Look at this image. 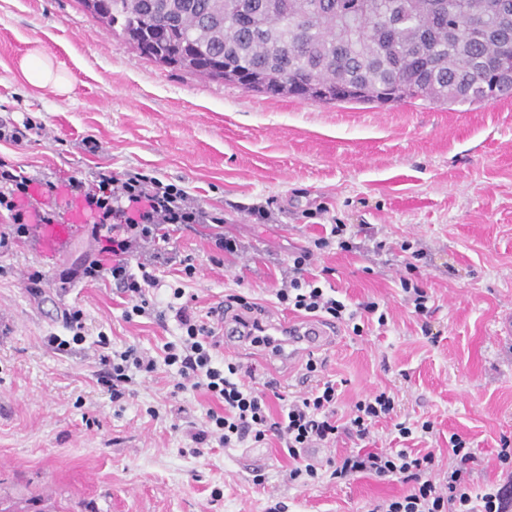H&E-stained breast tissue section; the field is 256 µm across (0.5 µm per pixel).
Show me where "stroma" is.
I'll return each mask as SVG.
<instances>
[{
  "instance_id": "stroma-1",
  "label": "stroma",
  "mask_w": 512,
  "mask_h": 512,
  "mask_svg": "<svg viewBox=\"0 0 512 512\" xmlns=\"http://www.w3.org/2000/svg\"><path fill=\"white\" fill-rule=\"evenodd\" d=\"M36 48L69 78L68 93L25 80L20 63ZM0 118L44 127L21 145L0 144V157L25 172L65 181L98 166L142 170L223 210L225 232L250 245L247 257L217 266L209 228L172 234L198 268L185 284L202 315L229 294L283 315L272 293L282 262L329 224L363 226L394 249L419 244L418 278L431 295L424 317L403 302L400 263L333 248L309 266L340 300L373 299L387 315L383 327L362 319L358 335L339 325L335 344L314 353L338 388V422L373 390L395 398L392 417L369 439L344 434L311 454L323 461L361 447H408L444 461L455 434L479 459L473 492L511 478L498 452L512 441V97L470 105L271 98L142 57L77 0H0ZM88 136L97 154L81 149ZM256 204L267 219L251 214ZM97 250L80 229L54 250L39 239L0 250V499L38 496L64 512H266L278 501L287 512H371L407 493L408 484L371 474L286 485L292 461L273 437L193 450L185 431L214 402L174 390L176 371L161 362L177 339L173 315L130 322L110 279L60 283L63 270ZM35 270L44 279L34 291ZM73 306L85 314L86 340L60 354L47 338L66 336L63 315ZM102 333L113 349L134 345L160 361L119 403L98 381ZM219 353L286 390L303 388L302 368L266 349L223 345ZM424 420L431 433L399 438L396 423ZM258 471L264 484L253 482Z\"/></svg>"
}]
</instances>
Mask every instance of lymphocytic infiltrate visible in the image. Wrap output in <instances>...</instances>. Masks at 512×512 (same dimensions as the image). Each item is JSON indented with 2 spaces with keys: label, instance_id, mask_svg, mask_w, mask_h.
Segmentation results:
<instances>
[{
  "label": "lymphocytic infiltrate",
  "instance_id": "f902f5d3",
  "mask_svg": "<svg viewBox=\"0 0 512 512\" xmlns=\"http://www.w3.org/2000/svg\"><path fill=\"white\" fill-rule=\"evenodd\" d=\"M40 185L41 198L30 193L32 185ZM83 203L84 224L94 241L101 243L104 255L83 262L74 278L95 281L112 277L129 301L126 320L155 312L156 303L150 291L160 289L157 269L162 264L180 266L186 279H193L197 268L191 257L168 250L169 227L193 231L202 224H223L224 214L207 211L180 185L165 183L141 171L112 173L96 168L90 180L73 178L66 194H59L50 176L30 174L0 158V212L9 224L0 232V247L31 237L46 224L58 223L70 201ZM354 231L351 225H332L329 235L314 240L312 246L297 252L285 267L274 295L279 304L304 316L322 317L337 322H354L359 313L376 315L379 325H386V314L380 313L374 301L362 303L360 310L348 308L344 302L322 288L318 279L307 277L306 268L317 252L338 246L350 251ZM400 250L408 272L400 286L407 305L415 314L428 313L430 296L418 282L410 279L424 252L410 242H402ZM172 299L178 300L175 320L180 329L177 342L167 343L162 363L176 367L179 380L176 391L189 388L202 390L217 401L208 410L205 422L190 432L195 445L218 443L224 448H237L247 442L260 444L273 436L286 449L293 465L285 471L283 481L305 486L319 479L318 467L304 456L309 448L335 444L340 434L364 440L374 425L388 417L395 401L388 391L376 390L357 400L346 423L336 419L337 389L335 382H320L305 392L289 395L280 392L276 381L244 379L237 363L217 361L214 355L220 342L214 327L200 317L185 290L175 287ZM97 354L105 371L102 384L113 401L134 395L138 374H152L159 362L136 347L116 351L107 336H100ZM279 400V414H272L271 400ZM449 455L458 458V467L436 477L435 454H417L412 450L366 451L359 449L326 461L330 478L346 479L359 473L390 476L409 484L407 494L383 500L372 512H512V498L501 491L488 489L471 495L468 486L469 465L474 456L459 436L449 439Z\"/></svg>",
  "mask_w": 512,
  "mask_h": 512
}]
</instances>
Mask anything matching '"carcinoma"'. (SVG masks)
<instances>
[{"mask_svg":"<svg viewBox=\"0 0 512 512\" xmlns=\"http://www.w3.org/2000/svg\"><path fill=\"white\" fill-rule=\"evenodd\" d=\"M91 16L140 55L267 96L326 103L506 97L512 0H100ZM326 93L320 94L318 90ZM0 512H45L42 500Z\"/></svg>","mask_w":512,"mask_h":512,"instance_id":"obj_1","label":"carcinoma"}]
</instances>
